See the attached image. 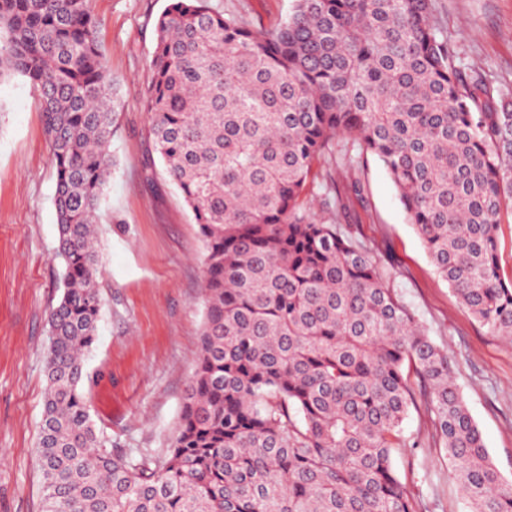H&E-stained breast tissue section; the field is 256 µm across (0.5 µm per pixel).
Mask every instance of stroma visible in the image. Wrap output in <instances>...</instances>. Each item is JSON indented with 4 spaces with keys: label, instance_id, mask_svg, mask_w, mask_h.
<instances>
[{
    "label": "stroma",
    "instance_id": "35a3bbf8",
    "mask_svg": "<svg viewBox=\"0 0 512 512\" xmlns=\"http://www.w3.org/2000/svg\"><path fill=\"white\" fill-rule=\"evenodd\" d=\"M250 27L269 30L294 0H211ZM168 0H88L122 102L112 125L113 166L98 206L100 319L85 358L83 391L113 447L164 453L177 430L204 318V247L191 211L152 150L144 100L155 22ZM458 55L512 90V0H436ZM330 208L310 192L315 220L368 246L388 287L446 351L459 391L504 481L512 483V341L492 335L435 272L383 163L327 162ZM55 170L34 90L21 75L0 80V512H40L37 440L46 386L49 314L64 292L56 256ZM414 395L393 466L421 512H467L453 466L435 434L424 386Z\"/></svg>",
    "mask_w": 512,
    "mask_h": 512
}]
</instances>
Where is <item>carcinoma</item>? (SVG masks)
I'll list each match as a JSON object with an SVG mask.
<instances>
[{"mask_svg": "<svg viewBox=\"0 0 512 512\" xmlns=\"http://www.w3.org/2000/svg\"><path fill=\"white\" fill-rule=\"evenodd\" d=\"M435 11L295 0L255 30L210 0H170L158 17L149 137L203 242L206 311L177 433L155 455L110 447L79 387L119 106L98 21L87 0H0V79L18 73L38 91L65 266L49 315L41 512H419L392 463L413 403L407 362L469 512H512L447 353L371 251L303 206L336 138L350 165L377 156L437 273L512 340L497 235L512 212V110Z\"/></svg>", "mask_w": 512, "mask_h": 512, "instance_id": "carcinoma-1", "label": "carcinoma"}]
</instances>
